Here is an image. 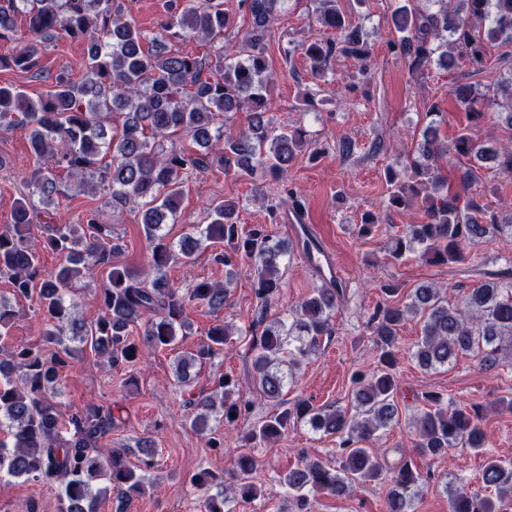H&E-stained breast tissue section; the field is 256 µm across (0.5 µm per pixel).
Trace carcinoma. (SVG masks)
<instances>
[{"instance_id":"cac0c4a2","label":"carcinoma","mask_w":512,"mask_h":512,"mask_svg":"<svg viewBox=\"0 0 512 512\" xmlns=\"http://www.w3.org/2000/svg\"><path fill=\"white\" fill-rule=\"evenodd\" d=\"M280 2L242 0L241 8L251 19L245 33L246 57L234 62L221 55L217 75L204 80L201 62L169 50V42L195 36L223 39L234 23L224 11V0H168L159 30L151 36L113 8V0H0V45L16 41L18 16L25 17L28 31L27 43L0 55V65L24 71L39 67L38 43L58 35L84 46V77H60L54 90L36 100L16 87L0 85V123L22 115L16 126L36 160V169L26 180L32 191L16 199L8 224L0 228V276L9 279L14 295L36 296L45 342L59 346L49 356L39 346H16L0 355V430L12 440L10 448L0 443V472L59 483V512H97L98 499L107 488L94 486L103 476L122 499L145 492L141 472L156 465V449H140L137 470L123 448L103 454L98 440L118 427L112 408L88 403L65 418L56 398L60 369L73 354L63 337L114 366L129 368L141 361L144 351L175 345L178 331L189 328L186 311L191 304L224 308L226 287L203 280L182 292L164 275L170 264L191 266L199 251L219 242L224 249L211 256L228 276L249 267L262 313L250 329L253 382L274 404L281 403L286 380L280 366H300L321 347L323 338L332 335L331 319L345 289L324 274L322 285L288 319L265 322L268 306L282 287L281 262L291 249L263 224L242 230L236 202L211 203L210 223L203 229L189 227L176 242L163 232L166 220H178L186 177L213 167L247 175L259 168L278 183L281 198L292 210L302 208L288 182V170L298 154L307 152L318 159L325 148L308 140L298 126L273 127L264 119L273 106L265 79L266 46ZM321 4L318 21L327 36L301 45L313 71H323L338 54L369 67L371 51L361 27L336 8V0ZM391 19L398 33L390 42L391 51L412 72H422L435 61L448 69L465 61L479 71L485 67L488 42L512 43V0H427L423 6L397 8ZM451 93L466 112V128L451 145L443 146L437 143L435 127L428 125L416 155L402 166L386 169V207L406 210L419 203L425 211L424 223L408 224L390 239V259L415 254L429 265L450 266L467 259V245L496 233L512 234V219L499 218L467 193L476 178L475 167L484 162L512 176V148L490 146L473 133L500 102L469 83L456 85ZM244 105L252 110L249 129H225L220 116ZM181 133L205 152L165 150L161 142ZM450 153L472 162L460 175L456 191L432 165V160ZM59 170L88 176L92 188L105 192L116 211L130 202L140 207L150 244L149 269L117 261L120 238L96 211L83 212L75 224L61 223L57 210L49 209L59 206ZM47 250L60 256L59 265L51 270L41 263V253ZM98 269L107 271L100 289L102 312L88 324L72 315L66 296ZM408 299L407 304L380 302L369 316L377 365L352 377L355 414L298 400L260 426L239 430L225 442L215 439L211 446L272 443L288 425L306 422L335 437L338 454L334 465L306 458L284 475L281 483L296 496L299 512H311V501L319 495L342 497L356 485L379 480L387 484L386 512H412L426 484L424 469L432 460L453 448L485 447V413L478 405L462 406L438 392H423L416 397L423 408L411 421L416 430L412 452L400 454L391 465L387 450L368 447L378 431L400 424L399 331L409 315H421V335L411 351L421 369H436L470 355L492 368L499 344L512 340V283L484 282L469 290L459 305L448 303L431 283L419 285ZM259 324L264 325L260 332ZM237 335L239 331L226 323L210 327L195 351L178 357L180 380L190 381L191 368L222 352ZM213 384V394L193 402L190 428L196 432L208 430L214 413L230 427L251 411L250 402L235 397L237 382L231 376L221 375ZM256 470L252 457L237 458L234 489L244 500L262 493L261 485L252 480ZM193 482L215 488L205 499V512H226L224 483H214L206 469L198 471ZM482 483L491 494L472 493L462 483L445 488L449 512H512V461L486 459Z\"/></svg>"}]
</instances>
